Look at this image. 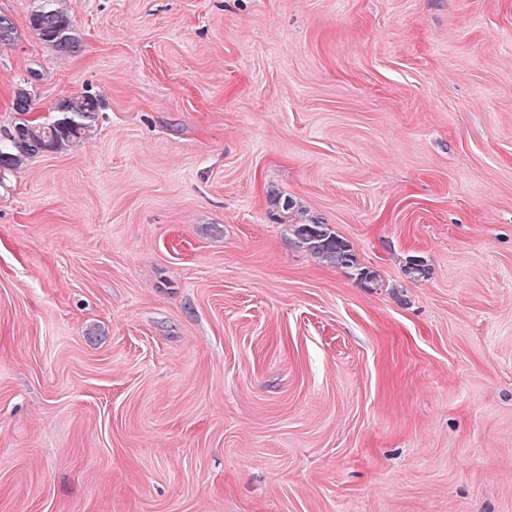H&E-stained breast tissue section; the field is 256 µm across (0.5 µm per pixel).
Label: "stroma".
I'll use <instances>...</instances> for the list:
<instances>
[{
	"label": "stroma",
	"mask_w": 512,
	"mask_h": 512,
	"mask_svg": "<svg viewBox=\"0 0 512 512\" xmlns=\"http://www.w3.org/2000/svg\"><path fill=\"white\" fill-rule=\"evenodd\" d=\"M41 3L0 125L102 104L0 192V512H512V0ZM61 0H43V5L29 16L30 29L61 57L77 54L81 48L79 37L74 31L71 17ZM289 230L296 242L322 263L336 268H349L356 263L352 246L328 224L302 218L289 224Z\"/></svg>",
	"instance_id": "obj_1"
}]
</instances>
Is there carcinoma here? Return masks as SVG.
I'll return each instance as SVG.
<instances>
[{
  "mask_svg": "<svg viewBox=\"0 0 512 512\" xmlns=\"http://www.w3.org/2000/svg\"><path fill=\"white\" fill-rule=\"evenodd\" d=\"M30 29L61 57L80 51L81 42L74 31L71 17L58 0H43V5L29 16ZM16 39L12 19L0 15V47L10 46ZM101 100L81 93L62 98L50 108L53 116L46 121L29 117L32 98L24 88L15 91L12 101L16 113L14 123L0 126V187H6V176L14 173L41 153H62L90 138L95 129ZM296 242L320 262L336 268H349L356 263L352 246L327 224L310 219L289 225Z\"/></svg>",
  "mask_w": 512,
  "mask_h": 512,
  "instance_id": "carcinoma-1",
  "label": "carcinoma"
}]
</instances>
